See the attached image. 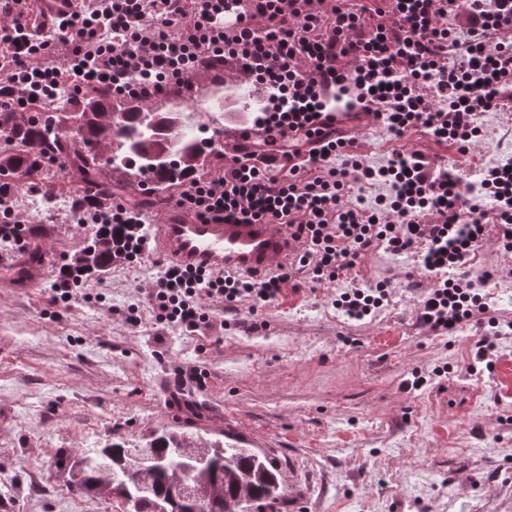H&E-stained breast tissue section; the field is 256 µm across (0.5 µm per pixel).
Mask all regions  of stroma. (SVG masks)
<instances>
[{"label":"stroma","mask_w":512,"mask_h":512,"mask_svg":"<svg viewBox=\"0 0 512 512\" xmlns=\"http://www.w3.org/2000/svg\"><path fill=\"white\" fill-rule=\"evenodd\" d=\"M225 59L226 79L170 102L237 122L264 117L268 92L247 108ZM478 140L464 152L417 132L399 139L367 116L345 134L373 166L393 148L439 158L469 175L512 153V109L477 117ZM44 260L26 285L11 279L14 250L0 249V512H122L117 497L70 491L56 462L114 439L139 442L174 424L217 438L232 432L282 464L280 512H512V251L489 236L470 262L487 313L441 336L418 320L431 284L416 256L377 248L333 283L286 290L279 303L250 314L211 303L219 328L156 335L149 312L140 327L125 320L142 307L141 287L157 269L155 251L81 283L83 294L54 304L51 285L63 256L94 228L64 215L41 220ZM389 282L375 315L348 319L335 300L349 282ZM499 323L493 369H471V351ZM200 366L204 388L177 386L175 369ZM447 367L435 377V367ZM428 382L406 389L414 375Z\"/></svg>","instance_id":"obj_1"}]
</instances>
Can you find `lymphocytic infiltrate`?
Returning a JSON list of instances; mask_svg holds the SVG:
<instances>
[{
  "mask_svg": "<svg viewBox=\"0 0 512 512\" xmlns=\"http://www.w3.org/2000/svg\"><path fill=\"white\" fill-rule=\"evenodd\" d=\"M36 39L31 0H0V106L45 101L66 85L81 97L99 83L143 102L183 85L204 59L238 61L270 93L255 150L233 156L220 174L181 183L173 204L204 223L283 224L300 248L260 276L162 264L145 290L156 329H213L206 302H276L296 273L334 282L371 250L412 253L435 280L418 315L439 334L485 312V279L445 278L464 266L496 226L512 246V163L482 170L481 202L460 177L416 150L392 152L378 168L354 140L339 136L324 94L356 90L362 112L396 137L416 130L464 151L478 135L477 113L500 108L512 88V0H77ZM124 39L102 41L103 27ZM388 184L374 206L352 204L351 189ZM116 228L119 253L143 255L142 214L122 205L93 218ZM386 284H353L336 306L361 320L387 301Z\"/></svg>",
  "mask_w": 512,
  "mask_h": 512,
  "instance_id": "1",
  "label": "lymphocytic infiltrate"
}]
</instances>
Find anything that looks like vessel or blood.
Listing matches in <instances>:
<instances>
[{"instance_id": "obj_1", "label": "vessel or blood", "mask_w": 512, "mask_h": 512, "mask_svg": "<svg viewBox=\"0 0 512 512\" xmlns=\"http://www.w3.org/2000/svg\"><path fill=\"white\" fill-rule=\"evenodd\" d=\"M153 230L156 249L172 263L212 271H267L297 247L283 224H203L175 207Z\"/></svg>"}]
</instances>
